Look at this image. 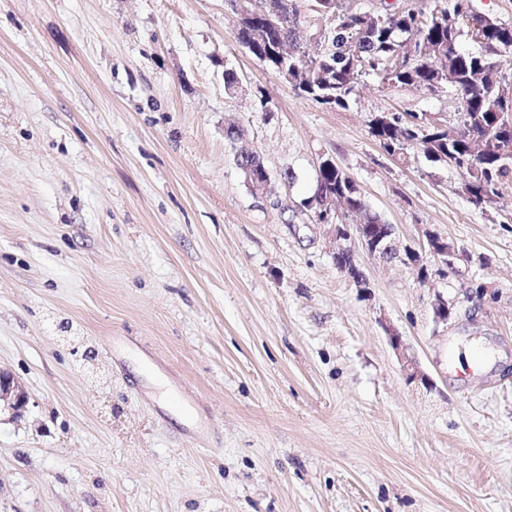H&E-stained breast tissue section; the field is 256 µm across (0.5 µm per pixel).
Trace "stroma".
I'll use <instances>...</instances> for the list:
<instances>
[{"instance_id": "stroma-1", "label": "stroma", "mask_w": 512, "mask_h": 512, "mask_svg": "<svg viewBox=\"0 0 512 512\" xmlns=\"http://www.w3.org/2000/svg\"><path fill=\"white\" fill-rule=\"evenodd\" d=\"M236 27L227 0H0V369L29 395L0 415V512H512V182L481 209L371 136L381 110L456 126L453 92L369 77L330 108ZM326 159L455 271L362 251L355 288L301 208ZM426 240L430 253L447 268L454 266V259L457 256V249L455 245L432 231H427Z\"/></svg>"}]
</instances>
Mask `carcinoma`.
<instances>
[{"label": "carcinoma", "mask_w": 512, "mask_h": 512, "mask_svg": "<svg viewBox=\"0 0 512 512\" xmlns=\"http://www.w3.org/2000/svg\"><path fill=\"white\" fill-rule=\"evenodd\" d=\"M472 0H446L426 15L411 9L386 10L368 17L346 0H317L331 22L313 42L296 38L301 13L288 4V19L273 25L260 13L240 19L237 42L249 54H267V46L255 39L258 31L271 43H288L292 49L288 69L300 67L307 79L295 90L322 105L347 109L361 78L375 76L393 87H410L430 94L443 84L439 73L446 67L454 76L452 90L463 100V115L454 129L435 125L425 113L406 112L391 117L394 128L370 134L393 154L410 147L423 150L433 161L454 164L465 180L472 204L494 203L500 188L512 179V128L496 123L500 107L499 87L506 77L493 69L491 55L512 50V24L485 14H475ZM480 37L483 50L462 49L461 37ZM335 191L346 196L350 208L364 223L378 224L358 189L336 166L321 167L314 195Z\"/></svg>", "instance_id": "1"}]
</instances>
